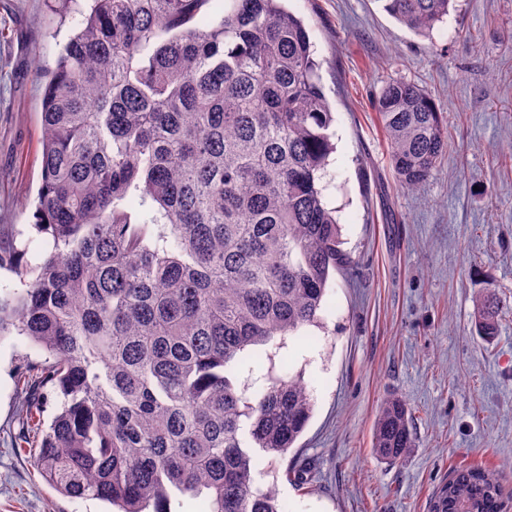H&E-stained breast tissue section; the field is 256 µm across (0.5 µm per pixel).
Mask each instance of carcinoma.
<instances>
[{
	"label": "carcinoma",
	"mask_w": 512,
	"mask_h": 512,
	"mask_svg": "<svg viewBox=\"0 0 512 512\" xmlns=\"http://www.w3.org/2000/svg\"><path fill=\"white\" fill-rule=\"evenodd\" d=\"M82 15L44 83V254L32 264L0 242V268L25 284L0 298V332L16 329L49 359L17 379L25 391L16 447L72 499L117 512H172V492L209 512H284L258 483L251 449L284 458L313 403L302 373L271 377L249 398L245 359L306 339L350 257L323 178L333 115L303 20L284 0H47ZM414 32L454 0H382ZM391 168L412 191L448 151V119L423 87L389 82L375 102ZM156 205L136 215L129 198ZM495 290L473 300L498 335ZM63 396L50 422L45 395ZM406 404L385 399L372 427L377 460L413 447ZM499 474L452 470L428 512H502Z\"/></svg>",
	"instance_id": "1"
}]
</instances>
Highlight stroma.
<instances>
[{
	"mask_svg": "<svg viewBox=\"0 0 512 512\" xmlns=\"http://www.w3.org/2000/svg\"><path fill=\"white\" fill-rule=\"evenodd\" d=\"M305 21L333 110L335 152L324 181L349 274H336L309 344L263 347L239 378L254 393L267 374L302 373L314 413L286 458L263 471L288 512H427L456 467L499 469L512 458V0H457L419 36L381 0H287ZM79 14L59 20L46 0H0V230L30 261L43 248L26 197L42 168L39 72L54 67ZM393 79L430 92L448 118V151L418 190L388 162L374 102ZM494 286V342L476 335L474 296ZM14 333L0 337V512H108L50 486L13 446L18 372L45 361ZM407 404L415 437L394 465L371 433L387 397ZM306 469L303 485L286 470Z\"/></svg>",
	"mask_w": 512,
	"mask_h": 512,
	"instance_id": "obj_1",
	"label": "stroma"
}]
</instances>
